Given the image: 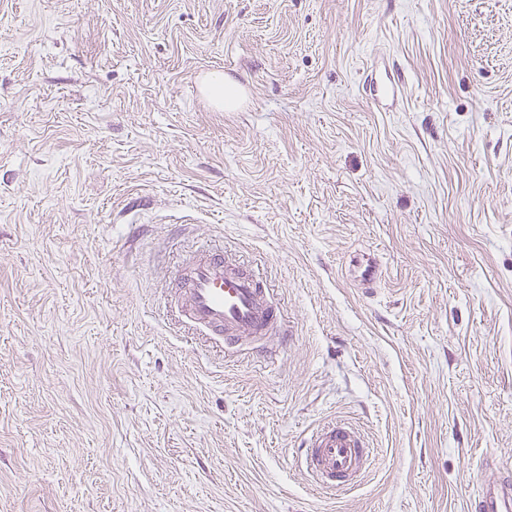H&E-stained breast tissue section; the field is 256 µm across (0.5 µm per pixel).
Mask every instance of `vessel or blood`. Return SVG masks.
<instances>
[{"mask_svg": "<svg viewBox=\"0 0 512 512\" xmlns=\"http://www.w3.org/2000/svg\"><path fill=\"white\" fill-rule=\"evenodd\" d=\"M178 311L191 334H206L234 348L251 342L267 347L289 333L281 305L273 301L267 280L243 268L236 255L221 249L198 253L175 270ZM316 487L345 491L372 465L369 442L347 420H330L314 429L303 453ZM470 512H512V477L486 481Z\"/></svg>", "mask_w": 512, "mask_h": 512, "instance_id": "vessel-or-blood-1", "label": "vessel or blood"}]
</instances>
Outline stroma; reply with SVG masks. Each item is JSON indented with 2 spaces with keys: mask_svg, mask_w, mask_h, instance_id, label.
<instances>
[{
  "mask_svg": "<svg viewBox=\"0 0 512 512\" xmlns=\"http://www.w3.org/2000/svg\"><path fill=\"white\" fill-rule=\"evenodd\" d=\"M215 245L286 310L275 363L172 321ZM334 417L374 462L331 494L299 454ZM486 459L512 0H0V512H467ZM222 73H209L201 81L202 93L213 103L224 107L226 99L231 102L235 95L233 89L224 84Z\"/></svg>",
  "mask_w": 512,
  "mask_h": 512,
  "instance_id": "1",
  "label": "stroma"
}]
</instances>
